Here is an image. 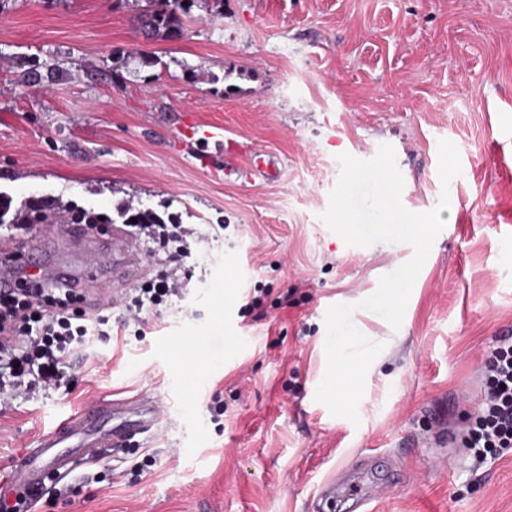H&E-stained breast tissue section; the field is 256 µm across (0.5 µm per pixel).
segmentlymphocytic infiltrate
I'll return each instance as SVG.
<instances>
[{
	"mask_svg": "<svg viewBox=\"0 0 512 512\" xmlns=\"http://www.w3.org/2000/svg\"><path fill=\"white\" fill-rule=\"evenodd\" d=\"M13 289L0 293V411L13 400L69 387L64 369L108 317L91 314L85 294L54 284L37 287L33 274L15 267ZM187 283L177 268L147 281L120 307L122 327L144 326V314ZM483 392L464 445L477 462L512 450V336L498 337L483 364Z\"/></svg>",
	"mask_w": 512,
	"mask_h": 512,
	"instance_id": "1",
	"label": "lymphocytic infiltrate"
}]
</instances>
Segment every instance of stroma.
Returning a JSON list of instances; mask_svg holds the SVG:
<instances>
[{"label":"stroma","mask_w":512,"mask_h":512,"mask_svg":"<svg viewBox=\"0 0 512 512\" xmlns=\"http://www.w3.org/2000/svg\"><path fill=\"white\" fill-rule=\"evenodd\" d=\"M142 6L0 0V195L110 214L130 201L201 236L182 261L187 294L149 312L144 336L113 324L74 358L71 391L0 415V479L71 410L150 392L158 431L78 469L64 480L73 494L42 493L33 512H320L324 484L366 462L380 483L392 465L399 484L340 512H512V452L477 466L462 443L483 359L512 336V0H194L174 41L145 36ZM35 60L63 78L22 83ZM213 128L222 149L200 148ZM443 139L462 165L446 186ZM246 143L270 172H236ZM383 144L407 210L444 194L450 207L400 327L353 315L383 346L355 424L315 399L325 313L372 295L413 249L346 245L320 215L338 155ZM254 289L262 303L242 313ZM100 471L111 489L92 482Z\"/></svg>","instance_id":"1"}]
</instances>
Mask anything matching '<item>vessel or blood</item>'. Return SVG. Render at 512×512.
<instances>
[{
	"instance_id": "obj_1",
	"label": "vessel or blood",
	"mask_w": 512,
	"mask_h": 512,
	"mask_svg": "<svg viewBox=\"0 0 512 512\" xmlns=\"http://www.w3.org/2000/svg\"><path fill=\"white\" fill-rule=\"evenodd\" d=\"M81 250L84 277H71L56 265L36 261L37 277L64 278L73 288L84 287L89 278L101 279L103 286L95 295L97 303L119 305L123 295L119 283L136 261L130 241L116 232L106 241L82 240ZM33 255V250L15 242L0 249V288L10 285L5 268ZM163 414L160 402L148 395L130 401L96 399L74 409L51 431L20 448L7 479L0 481V496H19L42 485L48 476L66 477L88 462L103 461L109 453L121 450L131 436L156 427Z\"/></svg>"
}]
</instances>
